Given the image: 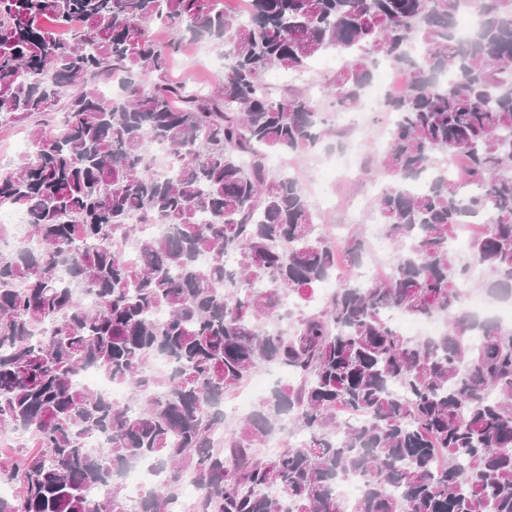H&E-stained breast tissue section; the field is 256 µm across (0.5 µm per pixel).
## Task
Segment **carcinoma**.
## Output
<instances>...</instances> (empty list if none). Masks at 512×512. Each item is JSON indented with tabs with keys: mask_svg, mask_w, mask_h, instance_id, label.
Segmentation results:
<instances>
[{
	"mask_svg": "<svg viewBox=\"0 0 512 512\" xmlns=\"http://www.w3.org/2000/svg\"><path fill=\"white\" fill-rule=\"evenodd\" d=\"M474 1L476 37L458 43ZM221 2L0 0V121L34 122L0 206L21 208L38 243L0 252V433L34 442L0 458L18 487L0 512H512V327L464 305L467 284L512 297V0H246L245 22ZM192 42L226 60L204 94L170 77ZM327 51L343 65L323 98L264 86ZM381 62L408 70L376 167L392 273L361 286L364 240L318 232L303 182L266 158L319 148L327 114L356 109ZM153 144L173 173L153 172ZM451 160L477 192L448 180ZM472 218L465 261L448 242ZM340 258L322 306H290ZM390 309L445 331L403 336ZM159 356L170 373L147 372ZM271 364L297 384L225 419L226 395ZM88 367L127 385L137 412L80 386ZM93 432L105 447H84ZM275 435L284 449L260 455ZM139 462L163 477L133 498L119 473ZM359 474L363 496L339 498Z\"/></svg>",
	"mask_w": 512,
	"mask_h": 512,
	"instance_id": "carcinoma-1",
	"label": "carcinoma"
}]
</instances>
